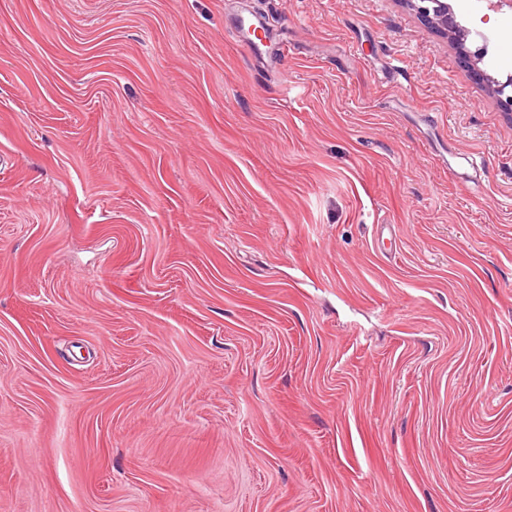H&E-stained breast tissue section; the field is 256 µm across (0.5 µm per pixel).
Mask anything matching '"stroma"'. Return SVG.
I'll return each instance as SVG.
<instances>
[{
	"mask_svg": "<svg viewBox=\"0 0 512 512\" xmlns=\"http://www.w3.org/2000/svg\"><path fill=\"white\" fill-rule=\"evenodd\" d=\"M476 48L400 0H0V512H512Z\"/></svg>",
	"mask_w": 512,
	"mask_h": 512,
	"instance_id": "35a3bbf8",
	"label": "stroma"
}]
</instances>
